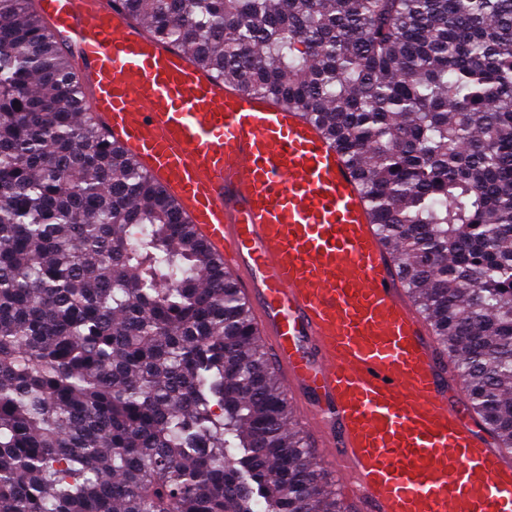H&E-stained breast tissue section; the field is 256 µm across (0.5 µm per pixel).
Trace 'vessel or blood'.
<instances>
[{"label": "vessel or blood", "instance_id": "obj_1", "mask_svg": "<svg viewBox=\"0 0 512 512\" xmlns=\"http://www.w3.org/2000/svg\"><path fill=\"white\" fill-rule=\"evenodd\" d=\"M103 136L174 200L251 307L349 512H512L492 446L344 153L153 39L122 0H39Z\"/></svg>", "mask_w": 512, "mask_h": 512}]
</instances>
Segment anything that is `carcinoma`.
Masks as SVG:
<instances>
[{
	"mask_svg": "<svg viewBox=\"0 0 512 512\" xmlns=\"http://www.w3.org/2000/svg\"><path fill=\"white\" fill-rule=\"evenodd\" d=\"M125 2L359 168L512 449V0ZM84 110L33 0H0V512H346L221 262Z\"/></svg>",
	"mask_w": 512,
	"mask_h": 512,
	"instance_id": "carcinoma-1",
	"label": "carcinoma"
}]
</instances>
